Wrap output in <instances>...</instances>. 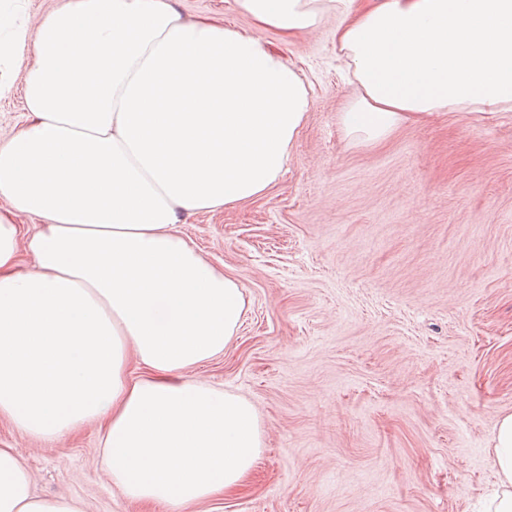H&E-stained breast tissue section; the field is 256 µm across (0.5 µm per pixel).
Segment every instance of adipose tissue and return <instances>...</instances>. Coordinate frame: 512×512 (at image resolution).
<instances>
[{
  "instance_id": "1",
  "label": "adipose tissue",
  "mask_w": 512,
  "mask_h": 512,
  "mask_svg": "<svg viewBox=\"0 0 512 512\" xmlns=\"http://www.w3.org/2000/svg\"><path fill=\"white\" fill-rule=\"evenodd\" d=\"M317 2L234 0L248 30L172 0H64L32 32L0 15L25 111L0 143V414L38 438L103 420L128 497L182 512L239 488L264 450L249 401L183 376L223 353L247 302L177 226L278 180L312 100L265 34L314 29ZM336 43L356 79L350 142L512 109V0H367ZM492 443L483 512H512V414ZM0 512L81 510L34 495L0 448Z\"/></svg>"
}]
</instances>
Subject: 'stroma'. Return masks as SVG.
<instances>
[{"label": "stroma", "instance_id": "stroma-1", "mask_svg": "<svg viewBox=\"0 0 512 512\" xmlns=\"http://www.w3.org/2000/svg\"><path fill=\"white\" fill-rule=\"evenodd\" d=\"M242 29L233 0H174ZM338 13L281 51L313 105L261 197L180 232L241 284L237 337L188 379L255 408L265 448L244 485L188 512H474L498 484L512 413V111L447 112L355 146ZM101 422L39 439L0 415L35 495L84 512H166L113 483Z\"/></svg>", "mask_w": 512, "mask_h": 512}]
</instances>
